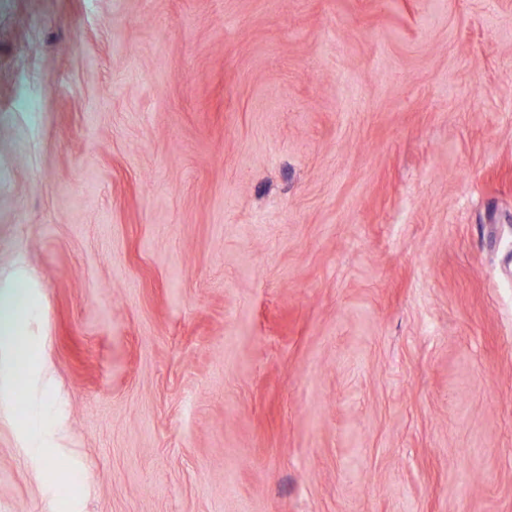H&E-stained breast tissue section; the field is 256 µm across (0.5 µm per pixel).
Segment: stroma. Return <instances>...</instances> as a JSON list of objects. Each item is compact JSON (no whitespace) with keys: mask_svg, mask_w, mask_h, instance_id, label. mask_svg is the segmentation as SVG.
<instances>
[{"mask_svg":"<svg viewBox=\"0 0 512 512\" xmlns=\"http://www.w3.org/2000/svg\"><path fill=\"white\" fill-rule=\"evenodd\" d=\"M0 512H512V0H0ZM29 276L20 275L13 280L0 285V334L14 336L15 350L22 354L24 346L19 338L18 324L31 312L33 304L30 300L28 288H30ZM27 357L21 355L15 363L16 381L23 379Z\"/></svg>","mask_w":512,"mask_h":512,"instance_id":"1","label":"stroma"}]
</instances>
